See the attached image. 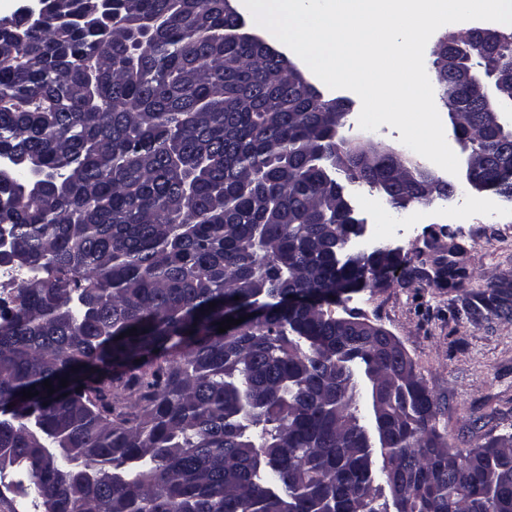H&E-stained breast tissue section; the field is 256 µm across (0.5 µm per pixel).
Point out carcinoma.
Returning a JSON list of instances; mask_svg holds the SVG:
<instances>
[{"mask_svg": "<svg viewBox=\"0 0 512 512\" xmlns=\"http://www.w3.org/2000/svg\"><path fill=\"white\" fill-rule=\"evenodd\" d=\"M43 2L0 17V473L42 512H512V438L449 447L412 360L330 309L386 261L336 268V175L397 208L431 204L425 170L336 142L344 107L271 80L227 0ZM433 54L471 113L508 102L481 89L512 33ZM477 134L479 180L512 201V127ZM483 300L512 316L507 289Z\"/></svg>", "mask_w": 512, "mask_h": 512, "instance_id": "obj_1", "label": "carcinoma"}]
</instances>
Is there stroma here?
<instances>
[{"label": "stroma", "instance_id": "obj_1", "mask_svg": "<svg viewBox=\"0 0 512 512\" xmlns=\"http://www.w3.org/2000/svg\"><path fill=\"white\" fill-rule=\"evenodd\" d=\"M350 101L340 136L411 156L399 130L361 129V101L355 95ZM453 182L454 194L429 206L395 208L373 196V212L360 204L371 196L369 188L348 185L355 214L370 230L359 249L377 242L397 247L402 259L423 265L424 272L408 280L395 268L384 280L342 296L335 312L357 314L399 339L443 407L439 432L450 447L465 450L512 435V317L497 315L478 299L490 286H512V202L476 191L462 176ZM453 244L460 245L458 254H449ZM447 256L465 272L459 287L435 278L434 259Z\"/></svg>", "mask_w": 512, "mask_h": 512}]
</instances>
